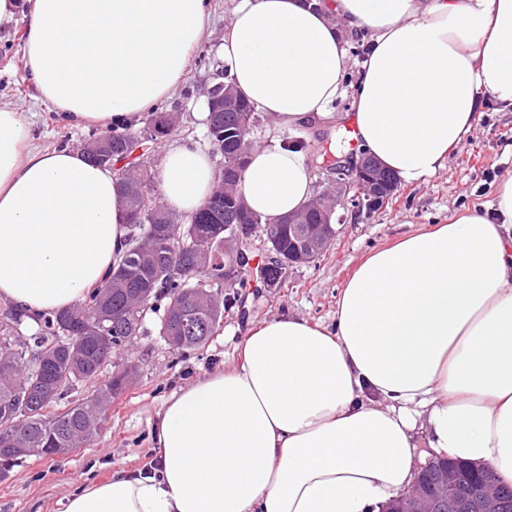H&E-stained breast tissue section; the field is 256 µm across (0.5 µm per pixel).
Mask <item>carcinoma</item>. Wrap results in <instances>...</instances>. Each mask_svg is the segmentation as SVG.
<instances>
[{
	"label": "carcinoma",
	"mask_w": 512,
	"mask_h": 512,
	"mask_svg": "<svg viewBox=\"0 0 512 512\" xmlns=\"http://www.w3.org/2000/svg\"><path fill=\"white\" fill-rule=\"evenodd\" d=\"M256 107L240 96L224 111L208 115V137L219 138L236 125L238 115ZM140 129L114 128L101 135L112 141L117 154ZM124 179L153 184L150 163L117 169ZM218 198L208 211L178 218L179 237L160 251L163 256L143 267L129 266L120 258L103 281L85 299L67 311L45 313L37 318L38 332L31 337L37 352L26 357V342L15 336V326L25 314L10 312L0 321V440L10 439L16 448H41L45 455L59 448H81L91 441L101 423L100 410L121 396L131 384L132 367L113 374L86 397L61 405L79 382L96 380L112 352L129 343L142 329L145 309L131 306V299L167 305L158 334L173 349L186 351L204 345L215 333L224 315V301L214 298L213 285H224V226L234 223L240 210L236 197L224 193V181L211 194ZM129 218V246L139 245L148 256L156 243L166 240L170 223L156 212L154 202L138 192L124 193ZM277 220L274 251L286 258L294 251L295 236ZM451 467L477 483L487 482L512 501V488L498 485L490 468L475 470L468 463L434 459L420 472V481L431 483L434 475Z\"/></svg>",
	"instance_id": "obj_1"
}]
</instances>
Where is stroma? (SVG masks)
Instances as JSON below:
<instances>
[{"mask_svg":"<svg viewBox=\"0 0 512 512\" xmlns=\"http://www.w3.org/2000/svg\"><path fill=\"white\" fill-rule=\"evenodd\" d=\"M238 0H208L204 35L192 53L188 74L175 93L157 104L162 112L178 116L175 140H191L209 148L205 89L223 69L224 34ZM14 22L0 25V106L21 112L30 125L32 143L40 148H80L90 128L61 119L47 102L33 98L24 68L22 33L29 22L28 0H19ZM348 59L345 93L331 109L345 115L352 109L350 88L358 81L372 40L370 31L340 25ZM345 124L317 128L275 127L261 116L251 137L261 143L296 136L304 140L303 154L315 182H323L324 161L342 150ZM512 175V109L503 111L484 101L473 129L444 167L415 183L399 182L392 197L377 211L366 214L342 209L343 220L328 250L314 262L290 269L278 288H221L224 319L203 346L178 352L158 334L162 308L148 309L144 331L130 346L107 360L100 374L132 365L131 386L107 409V419L89 447L66 456L33 454L0 475V512H64L67 497L86 482L106 479L113 468L151 470L158 461L154 446L157 413L173 392L205 375L236 364L240 344L248 330L260 322L289 315L333 326L341 289L355 267L375 248L394 243L403 235L432 224L447 223L450 216L488 209L500 181Z\"/></svg>","mask_w":512,"mask_h":512,"instance_id":"obj_1","label":"stroma"}]
</instances>
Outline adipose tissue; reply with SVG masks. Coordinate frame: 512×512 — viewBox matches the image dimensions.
<instances>
[{
	"instance_id": "obj_1",
	"label": "adipose tissue",
	"mask_w": 512,
	"mask_h": 512,
	"mask_svg": "<svg viewBox=\"0 0 512 512\" xmlns=\"http://www.w3.org/2000/svg\"><path fill=\"white\" fill-rule=\"evenodd\" d=\"M29 2L36 98L107 129L175 91L207 20V0ZM338 18L374 35L356 138L405 182L443 166L480 100L512 108V0H239L223 47L235 90L278 127L335 123ZM30 139L0 107V302L34 317L98 285L127 227L112 168ZM215 179L195 144L164 146L170 210L199 211ZM241 187L272 220L313 193L307 161L273 141L252 149ZM242 355L164 404L157 469H113L65 512H380L411 487L423 444L512 485V176L489 211L373 250L343 285L334 329L277 317L249 330Z\"/></svg>"
}]
</instances>
